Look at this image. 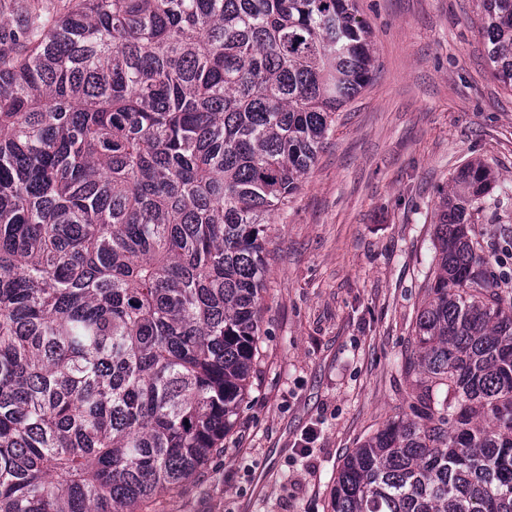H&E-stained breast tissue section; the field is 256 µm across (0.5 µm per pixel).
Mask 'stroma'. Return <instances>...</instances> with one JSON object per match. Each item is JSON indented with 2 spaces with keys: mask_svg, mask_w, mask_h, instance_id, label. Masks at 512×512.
Returning <instances> with one entry per match:
<instances>
[{
  "mask_svg": "<svg viewBox=\"0 0 512 512\" xmlns=\"http://www.w3.org/2000/svg\"><path fill=\"white\" fill-rule=\"evenodd\" d=\"M370 82L268 228L258 355L224 451L167 512H330L348 453L411 417L418 310L435 269L439 202L478 159L494 188L477 231L512 235V89L487 59L478 0H359ZM310 457L296 454L306 430Z\"/></svg>",
  "mask_w": 512,
  "mask_h": 512,
  "instance_id": "stroma-1",
  "label": "stroma"
}]
</instances>
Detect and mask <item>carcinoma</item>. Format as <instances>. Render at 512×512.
<instances>
[{"instance_id": "obj_1", "label": "carcinoma", "mask_w": 512, "mask_h": 512, "mask_svg": "<svg viewBox=\"0 0 512 512\" xmlns=\"http://www.w3.org/2000/svg\"><path fill=\"white\" fill-rule=\"evenodd\" d=\"M512 88V0H479ZM357 0H68L0 15V512H144L237 414L267 226L370 81ZM460 167L416 319L414 417L331 512H512V297Z\"/></svg>"}]
</instances>
